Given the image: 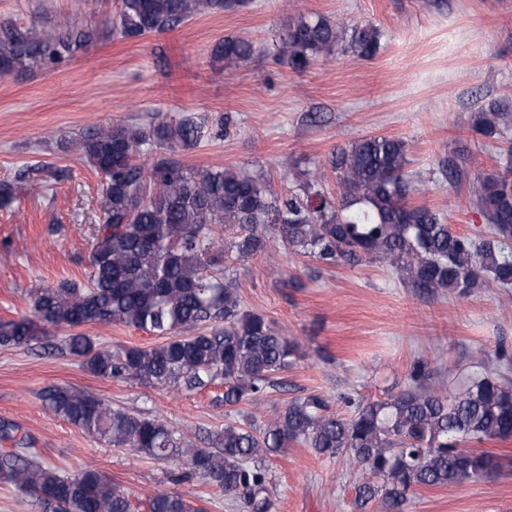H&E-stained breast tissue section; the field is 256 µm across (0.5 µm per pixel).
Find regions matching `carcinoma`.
Here are the masks:
<instances>
[{"label": "carcinoma", "mask_w": 512, "mask_h": 512, "mask_svg": "<svg viewBox=\"0 0 512 512\" xmlns=\"http://www.w3.org/2000/svg\"><path fill=\"white\" fill-rule=\"evenodd\" d=\"M241 0H116L112 29L127 39L164 32L204 9L224 10ZM372 25L345 33L323 16H301L278 34L275 59L294 71L349 50L369 60L380 48ZM92 34L0 26V76H15L83 51ZM245 38L215 44L216 59L246 61ZM506 106L474 113L471 130L502 137ZM204 125L191 117L160 119L148 126L91 127L78 149L104 177L88 284L63 281L33 294L31 314L0 321V345L39 341L63 330L65 350L103 378L156 388L202 391L224 384V407L257 404L277 386L276 376L300 358L298 344L261 314L241 307L224 263L266 253L268 231L284 247L325 265L379 260L406 273L427 295L450 291L467 297L484 283L512 287V147L495 173L472 174L448 159L438 170L448 184L467 183L471 204L488 231L475 239L455 232L444 217L411 197L419 186L407 171L406 144L366 136L337 148L328 165L338 192L323 190L326 168L280 197L262 178L233 168L194 169L174 154L197 146ZM159 156L137 160L142 146ZM224 227V242L214 228ZM115 323L161 336L149 347H101L74 329ZM425 364L413 366L411 383L380 401L359 402L355 414L330 412L320 394L293 397L267 424L229 422L209 448H187L156 417L114 409L83 390L58 387L44 395L48 407L85 432L117 448L156 460L182 458L188 470L177 480L201 476L250 512H271V458L290 444L318 456L343 457L357 469L354 507L380 500L385 512H404L421 487L480 481L501 467L493 454L473 447L512 439V381L493 371L472 377L454 392L427 382ZM16 426L0 421V481L31 498L43 512H205L175 492L133 501L88 465L73 476L45 466Z\"/></svg>", "instance_id": "cac0c4a2"}]
</instances>
